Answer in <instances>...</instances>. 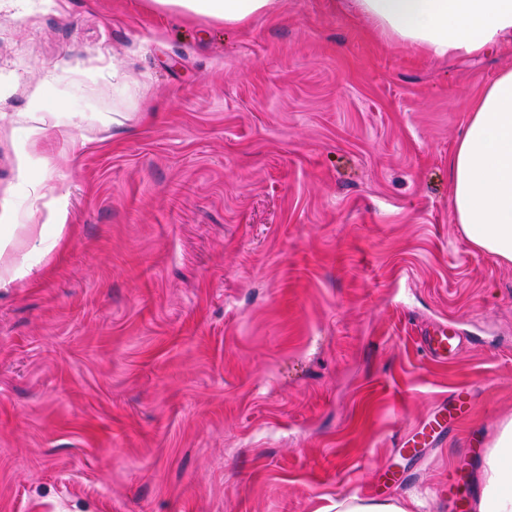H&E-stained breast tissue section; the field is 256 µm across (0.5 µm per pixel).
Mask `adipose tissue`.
Here are the masks:
<instances>
[{
    "label": "adipose tissue",
    "mask_w": 512,
    "mask_h": 512,
    "mask_svg": "<svg viewBox=\"0 0 512 512\" xmlns=\"http://www.w3.org/2000/svg\"><path fill=\"white\" fill-rule=\"evenodd\" d=\"M191 14L243 24L269 13L277 0H159ZM352 13L391 44L426 57H473L512 39V0H348ZM472 116L450 159L452 217L466 240L512 263V69L489 83L470 106ZM42 227H0V284L21 273L17 255L48 252ZM480 492L474 512H512V417L503 420L475 467ZM432 489L384 500L337 498L334 512H430Z\"/></svg>",
    "instance_id": "adipose-tissue-1"
}]
</instances>
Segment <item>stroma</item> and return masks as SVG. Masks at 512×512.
I'll list each match as a JSON object with an SVG mask.
<instances>
[{
	"label": "stroma",
	"instance_id": "stroma-1",
	"mask_svg": "<svg viewBox=\"0 0 512 512\" xmlns=\"http://www.w3.org/2000/svg\"><path fill=\"white\" fill-rule=\"evenodd\" d=\"M505 68L512 40L432 62L344 0L240 26L0 0V225L61 239L0 288V512H324L428 486L448 512L512 416V264L466 241L448 182ZM437 323L465 339L446 363L418 347ZM459 390L465 416L395 451Z\"/></svg>",
	"mask_w": 512,
	"mask_h": 512
}]
</instances>
